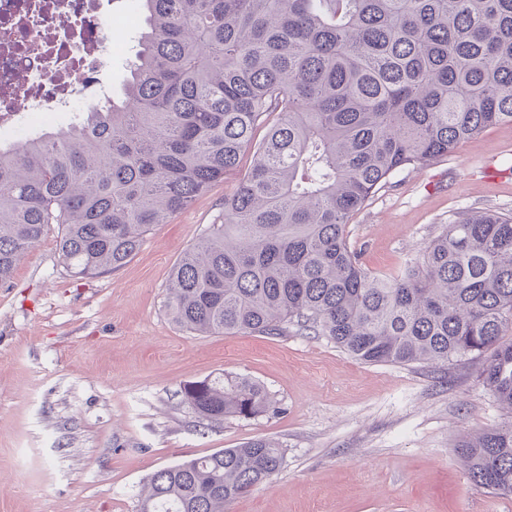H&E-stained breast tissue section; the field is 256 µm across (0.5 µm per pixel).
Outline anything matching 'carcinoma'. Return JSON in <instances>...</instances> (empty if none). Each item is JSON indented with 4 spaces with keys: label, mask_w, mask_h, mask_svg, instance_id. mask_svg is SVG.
<instances>
[{
    "label": "carcinoma",
    "mask_w": 512,
    "mask_h": 512,
    "mask_svg": "<svg viewBox=\"0 0 512 512\" xmlns=\"http://www.w3.org/2000/svg\"><path fill=\"white\" fill-rule=\"evenodd\" d=\"M121 100L21 150L0 147V283L61 228L74 276L115 271L224 175L220 223L173 267L166 310L198 335L292 325L369 363L486 356L512 410V217L471 211L392 273L366 268L351 215L395 173L512 122V0H138ZM267 128L256 139L259 128ZM212 423L276 411L246 376L183 385ZM470 480L512 495V422L459 445ZM257 438L154 473L138 512H226L281 467Z\"/></svg>",
    "instance_id": "carcinoma-1"
}]
</instances>
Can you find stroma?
Masks as SVG:
<instances>
[{"label": "stroma", "mask_w": 512, "mask_h": 512, "mask_svg": "<svg viewBox=\"0 0 512 512\" xmlns=\"http://www.w3.org/2000/svg\"><path fill=\"white\" fill-rule=\"evenodd\" d=\"M237 183H213L93 278L69 275L50 225L0 285V512H136L156 471L258 437L282 445L283 464L227 512H512L459 463L463 440L512 418L483 358L371 364L326 336H199L172 321L170 272ZM481 209L512 215L510 123L393 175L351 216L350 242L393 271ZM224 375L263 384L280 413L201 421L181 389Z\"/></svg>", "instance_id": "35a3bbf8"}]
</instances>
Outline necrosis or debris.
Instances as JSON below:
<instances>
[{"label":"necrosis or debris","instance_id":"4bbe7bcc","mask_svg":"<svg viewBox=\"0 0 512 512\" xmlns=\"http://www.w3.org/2000/svg\"><path fill=\"white\" fill-rule=\"evenodd\" d=\"M132 26L112 0H0V145L25 144L109 99L102 59L125 52L112 32Z\"/></svg>","mask_w":512,"mask_h":512}]
</instances>
